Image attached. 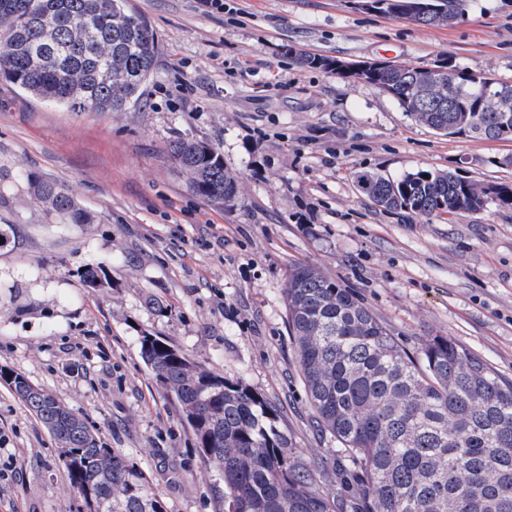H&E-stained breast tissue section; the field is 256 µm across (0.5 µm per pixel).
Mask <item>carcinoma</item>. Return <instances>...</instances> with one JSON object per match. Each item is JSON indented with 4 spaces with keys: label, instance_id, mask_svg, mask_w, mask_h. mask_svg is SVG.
<instances>
[{
    "label": "carcinoma",
    "instance_id": "cac0c4a2",
    "mask_svg": "<svg viewBox=\"0 0 512 512\" xmlns=\"http://www.w3.org/2000/svg\"><path fill=\"white\" fill-rule=\"evenodd\" d=\"M402 0L373 9L450 26L466 0L438 10L399 12ZM303 67L356 77L395 99L442 136L512 139V84L486 94L468 71L370 62L360 72L294 48ZM158 40L127 0H0V77L71 111L119 112L152 74ZM170 156L192 190L214 203L237 194L222 155L203 142L177 141ZM46 214L69 224L93 218L61 186L28 177ZM358 190L386 211L439 217L512 205V185L483 184L451 171L396 179L361 171ZM86 287L107 288L86 264ZM301 379L320 431L338 443L319 467L295 455L277 410L242 381H229L164 338L143 336L141 356L178 402L205 465L224 480V512H512V380L455 339L437 336L411 352L347 289L298 264L284 291ZM58 443L76 512H167L162 497L83 417L16 372L0 371ZM343 492L325 491L328 477Z\"/></svg>",
    "mask_w": 512,
    "mask_h": 512
}]
</instances>
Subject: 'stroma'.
<instances>
[{
	"label": "stroma",
	"mask_w": 512,
	"mask_h": 512,
	"mask_svg": "<svg viewBox=\"0 0 512 512\" xmlns=\"http://www.w3.org/2000/svg\"><path fill=\"white\" fill-rule=\"evenodd\" d=\"M159 45L120 112H72L0 80V367L82 415L167 512H224L177 402L140 338L251 386L306 461L328 457L288 329V272L308 264L415 350L437 336L512 378V207L450 218L386 211L353 174L421 169L512 183V140L448 138L377 87L298 65L452 64L512 82V0H467L458 23L417 24L362 0H128ZM202 141L236 177L233 202L194 193L170 143ZM64 187L91 224L47 218L28 176ZM99 265L110 287L86 288ZM54 437L0 381V512H73Z\"/></svg>",
	"instance_id": "obj_1"
}]
</instances>
